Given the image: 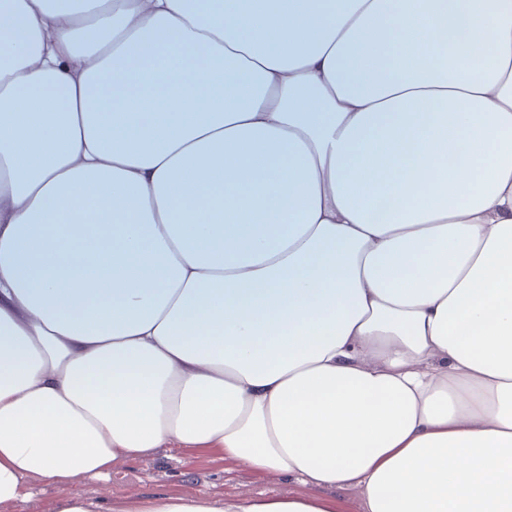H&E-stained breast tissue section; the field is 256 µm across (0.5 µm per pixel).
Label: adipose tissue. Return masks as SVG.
<instances>
[{
    "label": "adipose tissue",
    "instance_id": "1",
    "mask_svg": "<svg viewBox=\"0 0 512 512\" xmlns=\"http://www.w3.org/2000/svg\"><path fill=\"white\" fill-rule=\"evenodd\" d=\"M161 448L512 512V0H0V503Z\"/></svg>",
    "mask_w": 512,
    "mask_h": 512
}]
</instances>
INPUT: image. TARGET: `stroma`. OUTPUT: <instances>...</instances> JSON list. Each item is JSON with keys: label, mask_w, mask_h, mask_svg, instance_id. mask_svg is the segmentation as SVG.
I'll use <instances>...</instances> for the list:
<instances>
[{"label": "stroma", "mask_w": 512, "mask_h": 512, "mask_svg": "<svg viewBox=\"0 0 512 512\" xmlns=\"http://www.w3.org/2000/svg\"><path fill=\"white\" fill-rule=\"evenodd\" d=\"M32 497L22 503L2 504L0 512H52L60 500L89 496L101 502V512L132 495H180L200 492L227 495L276 496L305 494L308 486L274 472H256L214 451L159 449L154 455L123 463L106 478L84 477L67 485L30 479Z\"/></svg>", "instance_id": "stroma-1"}]
</instances>
